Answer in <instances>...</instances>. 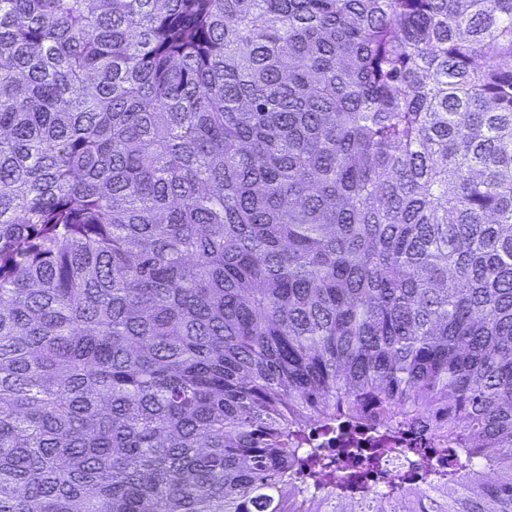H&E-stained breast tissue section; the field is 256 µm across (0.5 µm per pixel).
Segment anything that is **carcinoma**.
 I'll return each mask as SVG.
<instances>
[{
    "mask_svg": "<svg viewBox=\"0 0 512 512\" xmlns=\"http://www.w3.org/2000/svg\"><path fill=\"white\" fill-rule=\"evenodd\" d=\"M0 512H512V0H0ZM309 428L312 438L322 442L325 451L336 459V479L344 471L343 468L353 465L364 474L370 487L369 495L378 500L387 496L391 484L401 481L411 486L417 493L427 491V486L410 477L412 467L419 461H425L429 465L448 468V463L456 452V448L448 447V443L435 446L418 443L411 438L402 439L399 444L393 446L395 449L391 453L390 461L385 464L384 475L381 480H378V476L373 471L375 469L371 465L372 454L368 448H362L360 455L356 457L347 455L346 448L350 445V439L345 433L348 429L340 428L336 431V439L326 441L315 423H311Z\"/></svg>",
    "mask_w": 512,
    "mask_h": 512,
    "instance_id": "1",
    "label": "carcinoma"
}]
</instances>
